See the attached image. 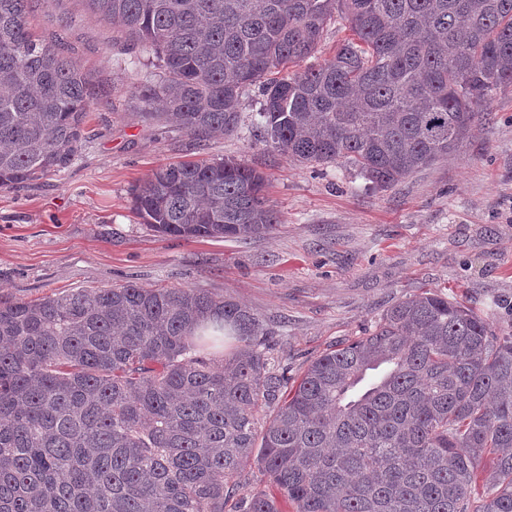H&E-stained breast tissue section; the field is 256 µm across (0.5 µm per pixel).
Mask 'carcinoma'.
I'll use <instances>...</instances> for the list:
<instances>
[{
  "label": "carcinoma",
  "mask_w": 512,
  "mask_h": 512,
  "mask_svg": "<svg viewBox=\"0 0 512 512\" xmlns=\"http://www.w3.org/2000/svg\"><path fill=\"white\" fill-rule=\"evenodd\" d=\"M33 0H0V188L67 168L91 76ZM113 44L152 53L148 116L231 135L252 88L265 141L391 187L456 154L512 88V0H87ZM350 36L318 66L328 24ZM235 160L159 167L131 189L161 235L248 240L279 223ZM238 341L207 357L212 336ZM276 331L195 288H75L0 302V512H224L252 458L269 490L236 512H512V334L455 298L397 300L297 381ZM274 409L261 423L259 412Z\"/></svg>",
  "instance_id": "cac0c4a2"
}]
</instances>
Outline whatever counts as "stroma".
<instances>
[{"instance_id":"35a3bbf8","label":"stroma","mask_w":512,"mask_h":512,"mask_svg":"<svg viewBox=\"0 0 512 512\" xmlns=\"http://www.w3.org/2000/svg\"><path fill=\"white\" fill-rule=\"evenodd\" d=\"M35 31L60 33L101 91L80 155L59 174L0 188V300L74 288H201L282 326L291 376L368 335L402 296L433 289L512 332V90L485 107L460 152L386 190L347 164L300 165L254 127L201 143L144 119L138 88L149 53L112 46L85 0H38ZM232 157L262 172L281 222L247 242L162 237L132 211L129 190L159 166Z\"/></svg>"}]
</instances>
